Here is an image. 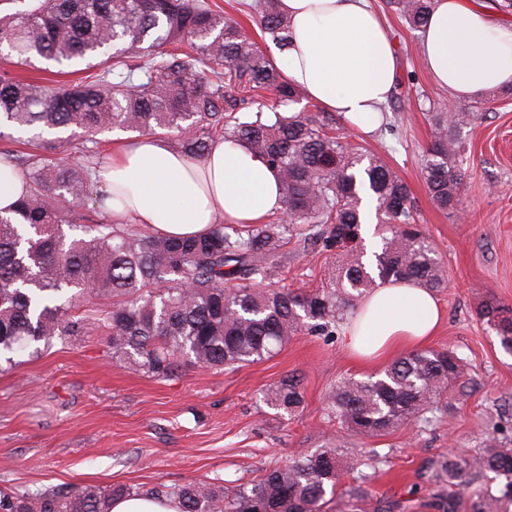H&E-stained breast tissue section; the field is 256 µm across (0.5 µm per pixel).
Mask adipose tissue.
<instances>
[{
	"label": "adipose tissue",
	"instance_id": "ef3b65f1",
	"mask_svg": "<svg viewBox=\"0 0 512 512\" xmlns=\"http://www.w3.org/2000/svg\"><path fill=\"white\" fill-rule=\"evenodd\" d=\"M279 6L291 39L287 50H273L272 63L349 127L375 130L399 64L369 0H279ZM420 49L433 81L458 99L512 89V28L492 22L475 0H433ZM96 178L114 223L171 236H199L219 221L261 224L284 208L276 171L240 142L217 141L196 162L143 136L113 149ZM443 317L432 291L391 282L362 299L343 336L355 357L384 358L427 344Z\"/></svg>",
	"mask_w": 512,
	"mask_h": 512
}]
</instances>
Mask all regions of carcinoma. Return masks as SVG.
<instances>
[{"label": "carcinoma", "mask_w": 512, "mask_h": 512, "mask_svg": "<svg viewBox=\"0 0 512 512\" xmlns=\"http://www.w3.org/2000/svg\"><path fill=\"white\" fill-rule=\"evenodd\" d=\"M0 12V55L28 66L42 58L85 65L90 74L54 86L0 73V138L12 129L31 134L32 148L3 150L25 178L16 207L0 213V359L70 336L102 331L112 358L157 378L184 367L239 368L273 357L298 333L336 326L355 301L390 280L435 290L445 274L415 217L405 182L379 156L334 132L316 113L286 112L302 99L224 12L205 0H7ZM412 28L426 22L432 0H387ZM262 37L288 45V19L278 0H254ZM275 100L268 103L266 94ZM434 138L423 174L431 200L458 211L463 174L457 167L461 130L470 112H429ZM105 131L174 136L180 150L202 157L219 140L245 143L277 171L284 209L267 222H219L196 238H174L118 224H89L105 194L93 178L96 148L77 137ZM82 154L72 166L66 152ZM375 201L381 247L365 265L356 246L363 195ZM83 225V235L65 228ZM299 227L303 247L334 248L342 258L336 287L296 292L260 288L271 268L288 259L285 233ZM107 300L76 315L60 302L68 293ZM487 322L512 352V311L490 307ZM465 384L456 352L422 349L403 355L365 380L340 382L327 409L357 436L379 437L433 410ZM286 413L302 405L299 381L266 392ZM375 455L350 461L322 448L277 464L258 479L226 487L189 482L152 486L142 495L172 496L180 512H323L340 474L372 465ZM437 485V512H499L512 498V448L493 444L477 455L450 453L428 462ZM503 478L494 489L487 477ZM130 493L96 484L48 487L33 494L0 490V512H107ZM344 495L352 508L391 512L362 482Z\"/></svg>", "instance_id": "cac0c4a2"}]
</instances>
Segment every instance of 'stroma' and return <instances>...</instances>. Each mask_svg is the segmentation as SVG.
<instances>
[{
  "mask_svg": "<svg viewBox=\"0 0 512 512\" xmlns=\"http://www.w3.org/2000/svg\"><path fill=\"white\" fill-rule=\"evenodd\" d=\"M372 5L394 40L397 87L381 127L369 135L352 131L351 138L383 156L416 201L419 225L446 272L435 292L445 322L432 345L464 359V395L385 436H354L328 416L325 396L338 382L367 378L383 365L355 362L341 330L301 332L273 358L234 371L188 366L166 379L130 371L113 359L105 333L93 332L34 357L21 354L16 366L0 371V488L247 482L275 464L335 448L346 456L378 455L367 482L374 498L403 502L413 495L421 502L414 512H431L429 459L476 453L491 437L512 448V353L481 314L489 304L512 308V91L455 98L432 81L418 31L385 0ZM462 111L475 118L462 129L459 219L431 203L422 167L432 139L427 113ZM339 263L335 251L311 246L269 283L311 290L331 281ZM292 375L304 403L294 414L277 413L265 393Z\"/></svg>",
  "mask_w": 512,
  "mask_h": 512,
  "instance_id": "1",
  "label": "stroma"
}]
</instances>
